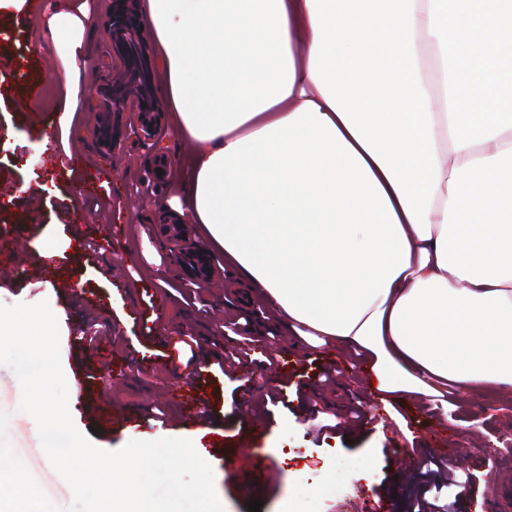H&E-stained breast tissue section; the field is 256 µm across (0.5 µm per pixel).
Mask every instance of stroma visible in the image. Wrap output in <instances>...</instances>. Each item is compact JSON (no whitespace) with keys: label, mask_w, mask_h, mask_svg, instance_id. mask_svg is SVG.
<instances>
[{"label":"stroma","mask_w":512,"mask_h":512,"mask_svg":"<svg viewBox=\"0 0 512 512\" xmlns=\"http://www.w3.org/2000/svg\"><path fill=\"white\" fill-rule=\"evenodd\" d=\"M55 0H25L21 8L0 11V230L24 240L18 258L0 257V304L48 301L60 330L61 362L70 398L80 393L75 378L73 336L90 317L79 294L93 296L101 307L96 321L110 336L117 353L134 355L125 376L106 375L105 359L86 355L89 383L107 393L113 414L142 416L140 428L104 426L94 406H71L75 426L89 433L99 448L116 451L132 440L190 439L214 472V487L223 512H248L261 500L260 512H368L382 499L386 512H409L410 495L422 478L408 447L463 448L469 456V495L457 512H489L487 489L499 469L512 470V455H500L512 442V388L481 394L448 393V412L429 403H396L384 407L383 395H371L361 364L336 345L313 336H291L280 329L275 311L240 282L224 262V250L209 238L203 225H189L190 238L210 254L216 284L194 288L191 273L158 228L163 214L180 215L191 181L188 147L177 134L170 114H163L157 133L167 146L175 177L154 179L156 150L143 140L138 115H112V137L121 150L95 144L98 90L89 75H81L84 93L77 101L67 130L57 123L56 103L65 86L58 74L65 68L64 42L51 41L40 21ZM84 31L78 54L94 62L111 50L110 0H71ZM65 153L83 155L87 167L100 175L86 188L80 174H67L54 161ZM80 210L86 237L108 236L110 251L99 257L75 248L69 210ZM56 256L54 274L43 279L39 269L45 252ZM25 275H18V268ZM67 282L76 291L59 290ZM162 300L159 326L165 336L156 345L142 344L140 324L129 321L134 309L151 311ZM254 312L253 339L277 338L275 351L291 378H273L270 385L252 381L263 368L255 352L239 367L221 371L218 360L237 352L230 326L244 312ZM194 339L196 361L186 367L172 358L182 336ZM333 367L334 382L319 380ZM208 371L207 398L223 421L215 430L186 429L177 423L179 408L171 390L187 381L192 369ZM249 392L250 408L267 424L252 435L242 415L225 411V404ZM21 393L14 373L0 366V456L10 459L15 483L0 486V501H16L24 485H35L51 512H67L72 492L43 453L34 419L19 412ZM362 407L366 421L347 428L331 427L333 417H345ZM369 455L371 465L355 472L350 460ZM275 479H266L268 468Z\"/></svg>","instance_id":"obj_1"}]
</instances>
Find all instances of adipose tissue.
I'll return each instance as SVG.
<instances>
[{"mask_svg": "<svg viewBox=\"0 0 512 512\" xmlns=\"http://www.w3.org/2000/svg\"><path fill=\"white\" fill-rule=\"evenodd\" d=\"M191 222L400 403L512 387V0H145Z\"/></svg>", "mask_w": 512, "mask_h": 512, "instance_id": "obj_1", "label": "adipose tissue"}]
</instances>
